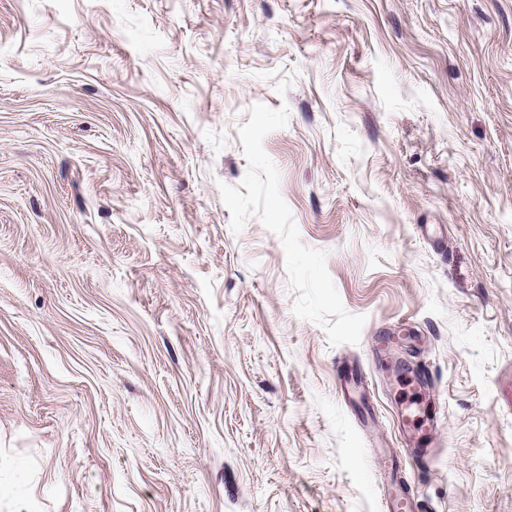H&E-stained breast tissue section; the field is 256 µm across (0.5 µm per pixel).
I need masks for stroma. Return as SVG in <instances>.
I'll use <instances>...</instances> for the list:
<instances>
[{"label": "stroma", "mask_w": 512, "mask_h": 512, "mask_svg": "<svg viewBox=\"0 0 512 512\" xmlns=\"http://www.w3.org/2000/svg\"><path fill=\"white\" fill-rule=\"evenodd\" d=\"M422 362L512 512V0H0V512H385ZM337 372L340 375V384L347 390L349 396L359 394L361 398L367 397L369 390L362 374H357L353 369L342 364L337 366Z\"/></svg>", "instance_id": "obj_1"}]
</instances>
